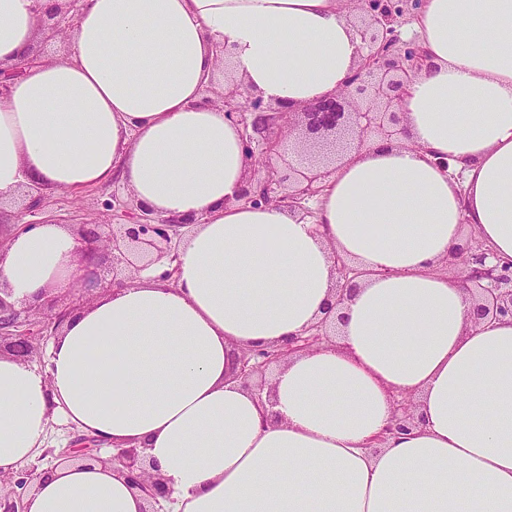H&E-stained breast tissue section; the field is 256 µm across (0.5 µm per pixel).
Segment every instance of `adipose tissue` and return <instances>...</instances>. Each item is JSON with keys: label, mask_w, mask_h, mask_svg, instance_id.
I'll return each mask as SVG.
<instances>
[{"label": "adipose tissue", "mask_w": 512, "mask_h": 512, "mask_svg": "<svg viewBox=\"0 0 512 512\" xmlns=\"http://www.w3.org/2000/svg\"><path fill=\"white\" fill-rule=\"evenodd\" d=\"M54 4L0 0V204L117 179L189 225L176 282L148 268L74 311L47 370L0 354V471L40 456L61 418L105 452L142 448L165 512H512V321L472 325L439 269L470 234L512 259V0H421L408 137L349 154L312 220L239 200L251 161L201 91L228 64L286 108L339 91L360 54L340 0H83L68 55L37 60ZM76 246L66 224L10 236L0 289L23 305L69 292ZM337 254L365 272L340 336L243 387L235 352L321 319ZM400 395L418 424L376 443ZM144 505L111 463L57 461L27 512Z\"/></svg>", "instance_id": "1"}]
</instances>
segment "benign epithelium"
Masks as SVG:
<instances>
[{"label":"benign epithelium","mask_w":512,"mask_h":512,"mask_svg":"<svg viewBox=\"0 0 512 512\" xmlns=\"http://www.w3.org/2000/svg\"><path fill=\"white\" fill-rule=\"evenodd\" d=\"M80 0H61V6L41 21L42 44L62 34V22L74 28ZM352 4L348 20L356 29L362 52L356 71L345 89L334 95L316 98L300 109L284 111L262 97L240 91L234 86L224 93V114L238 127L257 174L250 175L238 197L252 205L284 203L291 212L314 216L305 206L323 193L327 178L335 171L344 154L360 150L373 137L400 141L408 136L402 102L413 78L427 66V57L419 45L401 43L398 27L405 15H415L420 0H345ZM112 203L124 209L128 224H81L76 228L79 246L76 252L83 274L79 287L85 291L107 292L124 283L103 274L105 254L112 262L132 269L153 266L177 256L173 239L188 224L178 218H161L153 211L127 203L112 195ZM335 301L330 312L311 325L302 335L289 338L279 347L244 349L236 357L235 378L243 386L263 390L261 378L269 367L288 356L321 348L332 342L335 326L331 311L341 307L357 288L356 279L365 272L335 257ZM444 269L454 274L467 292L471 309L467 318L495 320L512 318V260H502L470 239L448 255ZM83 307V299L69 296L59 303L54 296L38 306L45 316L32 322L21 318V310L0 296V352L27 362L40 341L58 335L64 321ZM415 403L398 400L393 422L385 434L408 432L416 425ZM101 440L77 434L56 458L99 462ZM112 465L127 482L144 493L150 504L167 497L161 479L150 474L145 456L134 446L117 451ZM38 466L21 467L4 477L0 475V512H26L23 496L37 478Z\"/></svg>","instance_id":"benign-epithelium-1"}]
</instances>
